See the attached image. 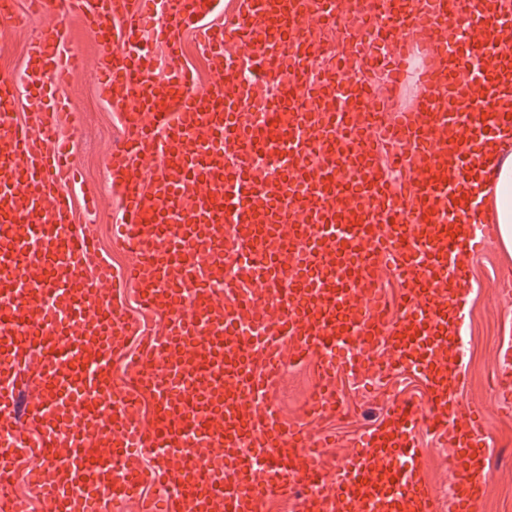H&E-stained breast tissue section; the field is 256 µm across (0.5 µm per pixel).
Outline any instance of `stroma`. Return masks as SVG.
I'll return each instance as SVG.
<instances>
[{
	"label": "stroma",
	"mask_w": 512,
	"mask_h": 512,
	"mask_svg": "<svg viewBox=\"0 0 512 512\" xmlns=\"http://www.w3.org/2000/svg\"><path fill=\"white\" fill-rule=\"evenodd\" d=\"M42 29L43 21L39 18L22 27H11L0 20V74L24 69L26 46ZM70 39L82 55V64L66 88L70 110L63 116L61 131L71 142L80 185L100 187L106 182L104 162L119 137V126L98 94L94 41L75 20L70 23ZM102 199L103 206L95 219L98 236L103 255L118 267L132 261L133 255L117 246L112 237L118 213L117 198L106 193ZM509 286L512 287V257L498 242H490L472 261L462 338L463 377L455 394L460 408H481L486 417L490 476L474 512H512V416L502 413V398L492 383L499 348L512 345V300L504 293ZM312 383L310 365L289 369L287 394L279 400L284 418L301 417ZM426 391L425 380L409 372L394 375L392 381L382 383L371 378L358 384L343 381L339 401L345 412L327 423L336 434L337 455L343 457L357 449L359 439L385 416L392 396L421 401Z\"/></svg>",
	"instance_id": "obj_1"
}]
</instances>
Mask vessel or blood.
Listing matches in <instances>:
<instances>
[{"mask_svg":"<svg viewBox=\"0 0 512 512\" xmlns=\"http://www.w3.org/2000/svg\"><path fill=\"white\" fill-rule=\"evenodd\" d=\"M60 0L22 78L0 76V512H473L489 471L480 409L459 413L454 358L470 260L496 232L478 141L512 136V8L503 0ZM93 37L122 136L115 272L74 215L65 86ZM336 27L335 55L316 50ZM167 50L153 75L141 33ZM196 33L211 81L181 62ZM409 173L394 191L391 172ZM243 270L235 285L224 265ZM404 288L380 295L383 273ZM165 317L142 335L117 297ZM125 356L134 390L112 362ZM312 361L309 418L335 415L340 371L423 376L358 453L283 419L289 365ZM153 399L151 419L141 394ZM425 428L454 448V493L423 478ZM153 465H144L143 453ZM27 468L31 493L14 490ZM165 482V496L147 495Z\"/></svg>","mask_w":512,"mask_h":512,"instance_id":"1","label":"vessel or blood"}]
</instances>
